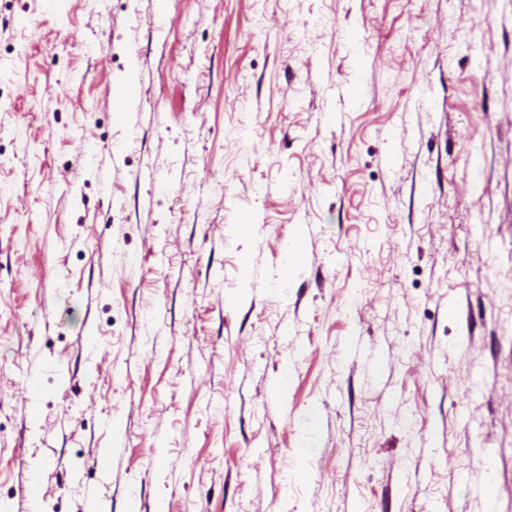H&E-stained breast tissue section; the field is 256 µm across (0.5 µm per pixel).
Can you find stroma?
<instances>
[{"label":"stroma","mask_w":512,"mask_h":512,"mask_svg":"<svg viewBox=\"0 0 512 512\" xmlns=\"http://www.w3.org/2000/svg\"><path fill=\"white\" fill-rule=\"evenodd\" d=\"M90 486L512 512V0H0V504Z\"/></svg>","instance_id":"obj_1"}]
</instances>
